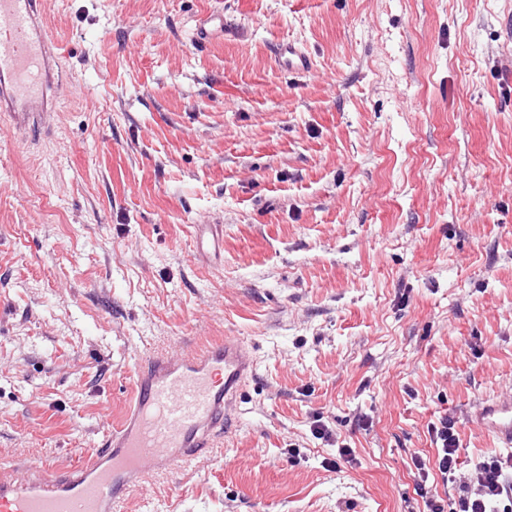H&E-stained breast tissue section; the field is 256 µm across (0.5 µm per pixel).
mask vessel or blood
I'll return each mask as SVG.
<instances>
[{
    "label": "vessel or blood",
    "mask_w": 512,
    "mask_h": 512,
    "mask_svg": "<svg viewBox=\"0 0 512 512\" xmlns=\"http://www.w3.org/2000/svg\"><path fill=\"white\" fill-rule=\"evenodd\" d=\"M46 11V0H0V112L30 141L47 128L54 86ZM254 372L239 336L189 353L145 354L121 419L99 448L73 467L1 469L0 512H125L136 488L196 467L216 447ZM477 420L501 447H512V397L485 404Z\"/></svg>",
    "instance_id": "vessel-or-blood-1"
}]
</instances>
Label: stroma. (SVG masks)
Listing matches in <instances>:
<instances>
[{"instance_id":"35a3bbf8","label":"stroma","mask_w":512,"mask_h":512,"mask_svg":"<svg viewBox=\"0 0 512 512\" xmlns=\"http://www.w3.org/2000/svg\"><path fill=\"white\" fill-rule=\"evenodd\" d=\"M47 2L50 131L0 118V464H77L145 352L223 336L256 362L233 425L126 512H426L444 416L461 470L503 455L512 0ZM476 419L484 432L502 448L512 447V397L485 404Z\"/></svg>"}]
</instances>
